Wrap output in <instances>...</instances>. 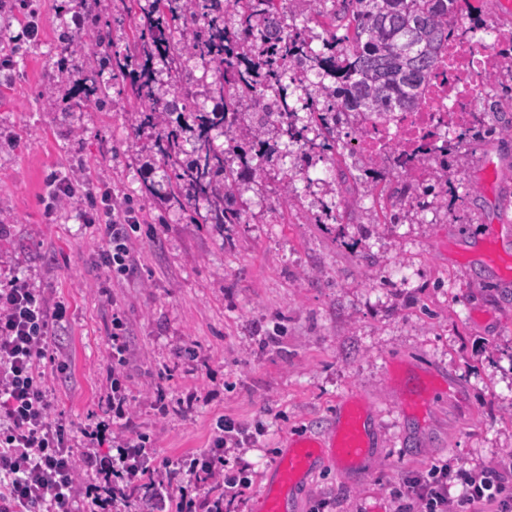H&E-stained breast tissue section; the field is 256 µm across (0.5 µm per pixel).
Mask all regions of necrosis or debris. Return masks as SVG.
Instances as JSON below:
<instances>
[{
  "label": "necrosis or debris",
  "mask_w": 512,
  "mask_h": 512,
  "mask_svg": "<svg viewBox=\"0 0 512 512\" xmlns=\"http://www.w3.org/2000/svg\"><path fill=\"white\" fill-rule=\"evenodd\" d=\"M490 76L512 77V19L496 27L493 48L476 52L465 43H453L422 87L415 108L394 114L385 123L357 112L341 113V120L356 129L353 152L386 164L422 187L441 167L440 156L424 148L429 134L439 127L451 131L468 127L485 94L483 81Z\"/></svg>",
  "instance_id": "obj_1"
}]
</instances>
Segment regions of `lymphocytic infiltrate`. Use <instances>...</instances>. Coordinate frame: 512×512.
<instances>
[{
  "label": "lymphocytic infiltrate",
  "mask_w": 512,
  "mask_h": 512,
  "mask_svg": "<svg viewBox=\"0 0 512 512\" xmlns=\"http://www.w3.org/2000/svg\"><path fill=\"white\" fill-rule=\"evenodd\" d=\"M86 224L103 225L101 255L113 277L132 274L139 263L132 234L139 218L110 203L91 208ZM66 314L24 277L0 286V512H117L138 501L140 512H232L249 487L244 468H231L230 448L245 436L229 419H218L208 448L185 464L177 480L159 460L149 437H126L132 400L125 368L130 348L126 326L112 319V382L104 420L72 432L50 419L42 373L53 330ZM112 452H105L104 444ZM397 512H512V456L473 472L433 467L408 480Z\"/></svg>",
  "instance_id": "1"
}]
</instances>
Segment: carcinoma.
I'll list each match as a JSON object with an SVG mask.
<instances>
[{"label": "carcinoma", "instance_id": "carcinoma-1", "mask_svg": "<svg viewBox=\"0 0 512 512\" xmlns=\"http://www.w3.org/2000/svg\"><path fill=\"white\" fill-rule=\"evenodd\" d=\"M280 0H153L139 15L128 46L108 51L102 37L107 22L95 19L90 31L97 53L112 61V77L100 80L88 67L80 83L88 101L104 106L112 83H122L141 101L133 113V128L157 129V153L171 170L168 201L203 202L205 224H240L236 188L241 171L235 162L254 173L237 146L218 150L213 133L227 134L250 117L247 134L261 140L269 131L274 112H286L312 129L320 141L310 147L336 152V113L360 112L374 122L411 108L418 89L436 67L438 55L451 38L472 42L481 25L473 18L470 0H332L324 23L322 48L308 45L305 30L279 38L263 33L261 20L280 14ZM344 34L337 35L338 30ZM159 58L174 76H180L184 58L222 71V80L208 85L207 93L220 100L210 112L193 109L191 123L171 126L157 108L151 64ZM316 71L331 79L314 95L305 80L287 81L289 71ZM250 112H241L244 100ZM305 116H299V113ZM193 135L189 157H183L185 132Z\"/></svg>", "mask_w": 512, "mask_h": 512}]
</instances>
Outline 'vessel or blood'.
<instances>
[{"mask_svg":"<svg viewBox=\"0 0 512 512\" xmlns=\"http://www.w3.org/2000/svg\"><path fill=\"white\" fill-rule=\"evenodd\" d=\"M371 409L359 400L345 399L328 438L304 436L291 439L277 466V479L260 497L259 512H288L291 490L312 472L316 461L330 457L338 471L356 467L371 446Z\"/></svg>","mask_w":512,"mask_h":512,"instance_id":"obj_1","label":"vessel or blood"}]
</instances>
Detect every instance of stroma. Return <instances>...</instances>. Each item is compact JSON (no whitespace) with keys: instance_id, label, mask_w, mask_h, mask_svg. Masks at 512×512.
<instances>
[{"instance_id":"stroma-1","label":"stroma","mask_w":512,"mask_h":512,"mask_svg":"<svg viewBox=\"0 0 512 512\" xmlns=\"http://www.w3.org/2000/svg\"><path fill=\"white\" fill-rule=\"evenodd\" d=\"M90 11L111 19L106 33L124 49L133 21L119 0H10L0 12V28L38 26L0 47V135L16 138L0 147V220L10 226L0 278L28 277L66 308L52 338L66 366L45 368L52 421L104 419L117 315L133 351L127 435H150L159 458L177 462L208 446L219 417L247 427L253 484L237 512H258L289 439L325 435L349 395L372 409L370 454L344 472L320 460L290 512H396L405 477L512 453V287L484 258L490 233L512 255V112L486 115L495 135L453 152L418 223L407 219L415 197L405 178L385 165L288 151L269 134L261 174L239 182L241 223L194 224L165 198L170 172L154 131L131 125L135 100L116 92L108 108L74 106L87 65L111 75L84 44ZM232 141L251 157L262 149L242 134L214 144ZM488 160L498 176L486 184ZM51 174L135 208L131 278L113 281L102 266L100 232L79 206L46 212ZM430 377L442 389L428 414L402 412ZM190 391L186 409L178 399Z\"/></svg>"}]
</instances>
